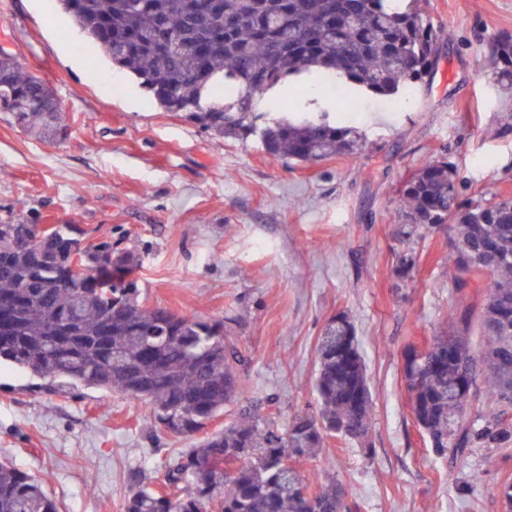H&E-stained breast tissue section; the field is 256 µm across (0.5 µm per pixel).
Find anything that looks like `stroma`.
<instances>
[{
  "instance_id": "stroma-1",
  "label": "stroma",
  "mask_w": 512,
  "mask_h": 512,
  "mask_svg": "<svg viewBox=\"0 0 512 512\" xmlns=\"http://www.w3.org/2000/svg\"><path fill=\"white\" fill-rule=\"evenodd\" d=\"M425 9L439 33L432 74L402 106L372 99L352 113L363 153L303 164L148 101L58 0H0V47L24 43V68L53 89L68 126L66 138L36 140L0 112V224H75L139 253L145 305L223 322L246 352L242 408L276 393L284 418L317 412V339L346 313L373 394L371 447L333 439L329 448L331 474L360 512H502L512 439L444 460L412 413L405 358L459 300L450 232L408 245L401 199L442 156L463 199L512 197V91L495 83L492 58L494 43L512 38V0ZM150 415L142 401L57 392L0 366V456L41 478L61 512H124L133 481L157 480L161 459L196 444L148 427Z\"/></svg>"
}]
</instances>
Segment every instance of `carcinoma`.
Here are the masks:
<instances>
[{"instance_id": "1", "label": "carcinoma", "mask_w": 512, "mask_h": 512, "mask_svg": "<svg viewBox=\"0 0 512 512\" xmlns=\"http://www.w3.org/2000/svg\"><path fill=\"white\" fill-rule=\"evenodd\" d=\"M76 28L112 65L139 81L151 101L182 112L227 138L259 137L275 159L313 162L333 152L355 155L366 142L328 112L290 119L262 110L268 91L296 82L344 98L404 99L430 76L438 32L422 0H219L210 16L196 0H59ZM494 80L512 90V39L494 45ZM20 50H0V112L39 139L61 138V104L21 65ZM404 235L454 226L448 265L475 277L486 300L477 317L448 313V333L433 338L404 375L417 425L432 450L462 456L478 441L512 437V199H460L447 159L422 167L403 188ZM73 224L33 237L27 224H0V363L57 388H95L151 405L164 430L191 436L219 415L224 429L163 462L157 487L136 485L124 512H357L333 479L293 485L290 462L333 464L332 438L362 443L372 393L356 329L325 324L316 345L320 406L281 424V401L263 411L235 410L246 387L245 353L224 323L186 317L139 301L135 253L112 242L83 243ZM72 249L78 267L59 260ZM472 372L484 425L469 421L453 396L460 370ZM0 512H59L41 481L0 459Z\"/></svg>"}]
</instances>
